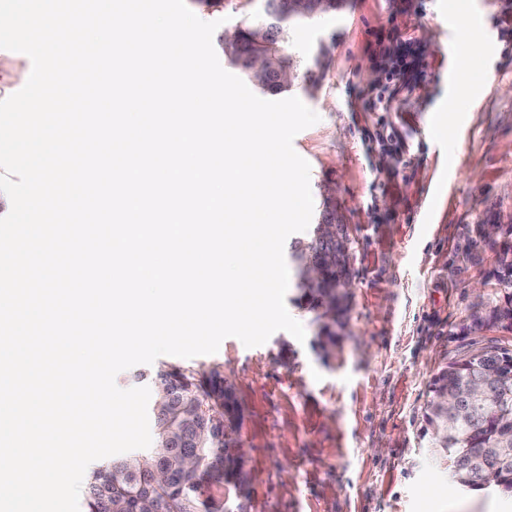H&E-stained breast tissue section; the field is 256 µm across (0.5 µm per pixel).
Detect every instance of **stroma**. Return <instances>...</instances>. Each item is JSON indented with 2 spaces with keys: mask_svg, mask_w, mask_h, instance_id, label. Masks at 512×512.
<instances>
[{
  "mask_svg": "<svg viewBox=\"0 0 512 512\" xmlns=\"http://www.w3.org/2000/svg\"><path fill=\"white\" fill-rule=\"evenodd\" d=\"M478 43L449 56L445 0H347L296 28L297 49L330 47L319 89L292 94L318 123L295 151L310 165L315 210L335 206L351 240L348 324L335 353L316 344L317 314L286 300L306 333L275 332L212 355L157 365L220 368L243 412L236 432L249 480L246 512H512V495L454 485L422 435L433 377L452 358L512 332L459 336L474 307L495 302V246L461 257L468 224H512V0H459ZM414 43L424 71L386 113L369 103L389 86L370 49L379 33ZM497 52L486 59L485 45ZM493 79L470 112H445L453 90Z\"/></svg>",
  "mask_w": 512,
  "mask_h": 512,
  "instance_id": "stroma-1",
  "label": "stroma"
}]
</instances>
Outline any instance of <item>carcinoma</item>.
I'll list each match as a JSON object with an SVG mask.
<instances>
[{"instance_id": "obj_1", "label": "carcinoma", "mask_w": 512, "mask_h": 512, "mask_svg": "<svg viewBox=\"0 0 512 512\" xmlns=\"http://www.w3.org/2000/svg\"><path fill=\"white\" fill-rule=\"evenodd\" d=\"M309 21V17H294L282 22L278 15L263 9L240 24L238 44L226 45L221 40L219 45L228 62L247 76L250 56L265 51L254 39L257 25L264 23L276 29L282 33L280 50L298 71L299 84L312 94L329 65L328 50L320 43L301 57L288 36L290 28ZM496 228L502 242L491 276L498 299L493 305L475 308L470 324L464 327L466 331L486 324L512 331V224H498ZM331 249L338 253L336 269L327 272L319 283H306L303 266L307 256ZM290 260L295 287L303 291L302 299L317 310L328 302L335 304L336 319L323 323L319 337L322 348H336V327L343 326L348 309L345 280L351 277L342 241H323L312 232L291 245ZM479 375L490 388V401L467 404L455 413L437 404L436 397L442 391L467 397L472 380ZM135 378L148 381L154 390L159 386L166 389L162 401L159 394H154L150 408L154 445L92 469L84 487V512H134L135 503L142 497L152 500L159 512H215L214 492L229 484L238 489L244 482L243 457L232 454L225 440V430L235 428L242 417L233 390L224 384V375L217 369L199 375L160 366ZM425 422L432 433L431 447L448 460L456 485L468 483L466 466L472 465L484 471L488 486L512 494V452L506 456L500 452L502 448L512 449V349L491 343L449 361L429 386ZM185 455L194 456V462L184 464ZM141 457L167 469L166 481L155 478L152 470L141 468Z\"/></svg>"}]
</instances>
